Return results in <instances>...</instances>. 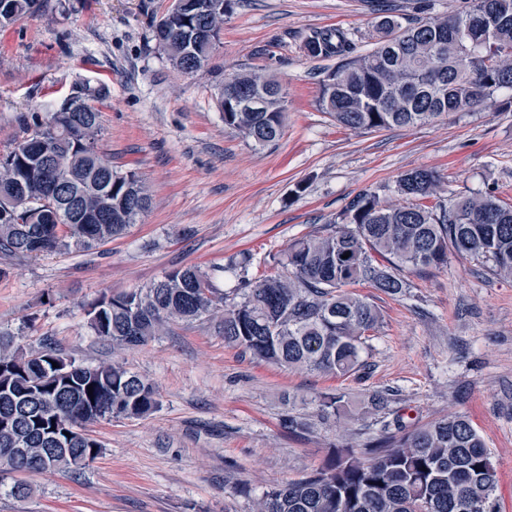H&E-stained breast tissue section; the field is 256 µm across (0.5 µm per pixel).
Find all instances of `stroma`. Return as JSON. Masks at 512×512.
I'll return each mask as SVG.
<instances>
[{"instance_id": "35a3bbf8", "label": "stroma", "mask_w": 512, "mask_h": 512, "mask_svg": "<svg viewBox=\"0 0 512 512\" xmlns=\"http://www.w3.org/2000/svg\"><path fill=\"white\" fill-rule=\"evenodd\" d=\"M46 0L0 29V151L24 135L21 115L59 109L101 86V151L136 171L151 206L111 242L22 260L0 259V334L27 350L50 341L96 365L118 359L159 390L156 412L93 424L99 457L74 473L33 476L36 494L0 490V512H251L266 489L326 462L334 444L362 446L384 421L467 416L499 474V512H512V278L459 257L411 273L407 295L375 289L382 313L362 377L288 371L225 342L212 321L179 323L132 351L87 327L97 299L189 265L216 271L227 292L273 271L294 239L323 231L362 189L393 197L397 177L425 168L439 199L488 190L512 204V109L473 112L391 130L342 128L316 104L335 60L309 58L311 30L340 28L357 51L378 38L371 0H235L203 70H175L153 20L170 0ZM261 71L288 92L282 137L260 147L226 128L217 98L225 74ZM381 390L384 411L339 426L288 432V396Z\"/></svg>"}]
</instances>
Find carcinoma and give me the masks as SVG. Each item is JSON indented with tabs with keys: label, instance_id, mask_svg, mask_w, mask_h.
I'll return each mask as SVG.
<instances>
[{
	"label": "carcinoma",
	"instance_id": "carcinoma-1",
	"mask_svg": "<svg viewBox=\"0 0 512 512\" xmlns=\"http://www.w3.org/2000/svg\"><path fill=\"white\" fill-rule=\"evenodd\" d=\"M209 0H178L152 25V39L184 74L205 68L220 43L224 14L204 13ZM43 7L42 0H0V27ZM374 47L355 51L344 31L313 30L303 48L338 59L317 97L319 109L350 130L422 125L450 112H472L512 90V0H464L441 16L407 26L387 14ZM268 74L232 73L222 95L266 98L261 112L232 109L224 126L254 145L277 141L287 96ZM104 88H86L56 111L20 117L29 135L0 153V257L89 251L123 234L150 206L135 171L112 174L98 147L100 112L89 104ZM438 175H400L388 202L360 191L325 232L294 240L275 259L281 271L220 292L196 266L104 297L88 311L93 335L120 349L146 345L175 322L221 315L224 341L288 369L349 377L366 368L362 351L382 324L379 308L357 288L406 294V271L427 272L451 255L470 257L512 277V205L491 190L429 204ZM349 254L344 259L342 255ZM66 364L62 378L52 363ZM93 386L88 396L87 386ZM318 421L344 411L342 395L311 400ZM285 425L311 427L293 414ZM159 407L156 387L120 363L86 365L50 345L28 353L0 335V484L30 470L76 471L101 445L85 430L112 417L143 418ZM58 448L53 457L46 449ZM498 472L472 422L450 414L414 427L377 431L361 448L338 449L319 469L265 490L253 512H497Z\"/></svg>",
	"mask_w": 512,
	"mask_h": 512
}]
</instances>
